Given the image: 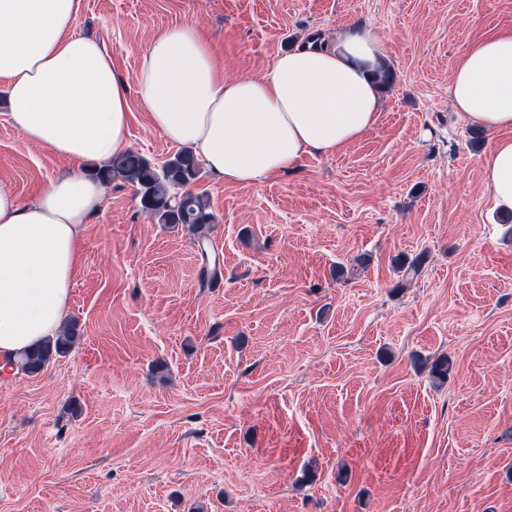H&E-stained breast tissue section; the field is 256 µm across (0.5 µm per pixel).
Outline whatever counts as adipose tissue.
Masks as SVG:
<instances>
[{"mask_svg":"<svg viewBox=\"0 0 512 512\" xmlns=\"http://www.w3.org/2000/svg\"><path fill=\"white\" fill-rule=\"evenodd\" d=\"M77 0H0V91L25 142L74 167L29 202L0 186V360L14 363L58 331L68 310L84 224L105 187L82 171L129 146V97L153 127L191 148L214 181L258 185L309 155L332 156L378 121L380 40L353 27L335 48L306 46L266 73L229 80L193 24L155 34L132 81L103 46L73 36ZM456 111L496 135L483 162L495 208L512 212V28L461 57L449 88Z\"/></svg>","mask_w":512,"mask_h":512,"instance_id":"obj_1","label":"adipose tissue"}]
</instances>
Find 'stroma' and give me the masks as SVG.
<instances>
[{
	"mask_svg": "<svg viewBox=\"0 0 512 512\" xmlns=\"http://www.w3.org/2000/svg\"><path fill=\"white\" fill-rule=\"evenodd\" d=\"M183 23L230 79L372 29L379 119L259 185L202 175L201 243L107 186L66 314L82 342L38 375L0 372V512H512V213L483 180L492 134L449 96L512 0H79L74 32L130 80ZM6 110L0 185L26 202L71 163ZM129 111L131 150L177 153L137 96Z\"/></svg>",
	"mask_w": 512,
	"mask_h": 512,
	"instance_id": "obj_1",
	"label": "stroma"
}]
</instances>
